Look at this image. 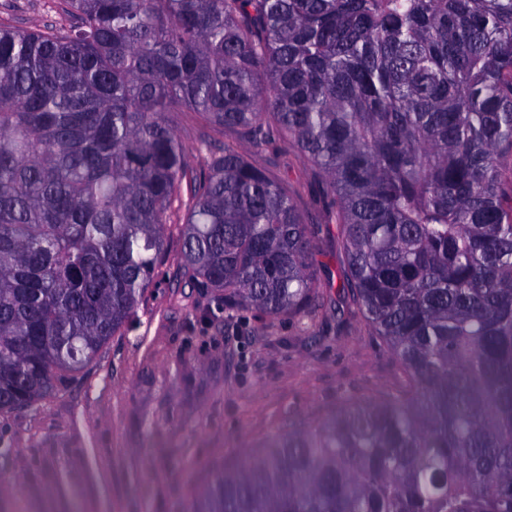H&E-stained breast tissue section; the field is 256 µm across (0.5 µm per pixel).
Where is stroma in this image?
<instances>
[{
	"label": "stroma",
	"instance_id": "1",
	"mask_svg": "<svg viewBox=\"0 0 512 512\" xmlns=\"http://www.w3.org/2000/svg\"><path fill=\"white\" fill-rule=\"evenodd\" d=\"M0 21L29 30L74 19L58 0H0ZM276 173L315 227L326 308L224 309L185 283L181 227L169 225L127 328L50 397L0 415V512H190L215 474L271 435L399 386L380 337L339 297L343 259L318 168L288 148Z\"/></svg>",
	"mask_w": 512,
	"mask_h": 512
}]
</instances>
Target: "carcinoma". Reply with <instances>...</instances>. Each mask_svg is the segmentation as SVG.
<instances>
[{
    "mask_svg": "<svg viewBox=\"0 0 512 512\" xmlns=\"http://www.w3.org/2000/svg\"><path fill=\"white\" fill-rule=\"evenodd\" d=\"M0 22V413L121 330L165 256L226 308L318 307L315 230L254 165L318 167L343 297L400 388L292 425L195 512H512V0H61ZM183 115L228 133L188 167ZM58 0H0V21L17 29L69 27L75 20L64 13Z\"/></svg>",
    "mask_w": 512,
    "mask_h": 512,
    "instance_id": "obj_1",
    "label": "carcinoma"
}]
</instances>
